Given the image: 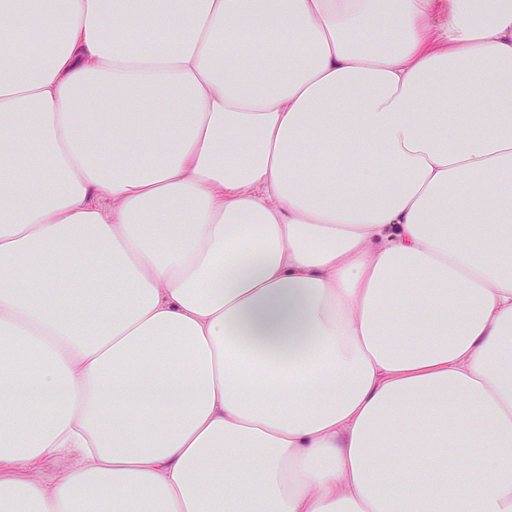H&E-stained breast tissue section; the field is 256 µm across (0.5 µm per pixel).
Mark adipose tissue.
<instances>
[{"label": "adipose tissue", "instance_id": "ef3b65f1", "mask_svg": "<svg viewBox=\"0 0 512 512\" xmlns=\"http://www.w3.org/2000/svg\"><path fill=\"white\" fill-rule=\"evenodd\" d=\"M20 25L0 398L51 414L0 408V512H512V0H0Z\"/></svg>", "mask_w": 512, "mask_h": 512}]
</instances>
